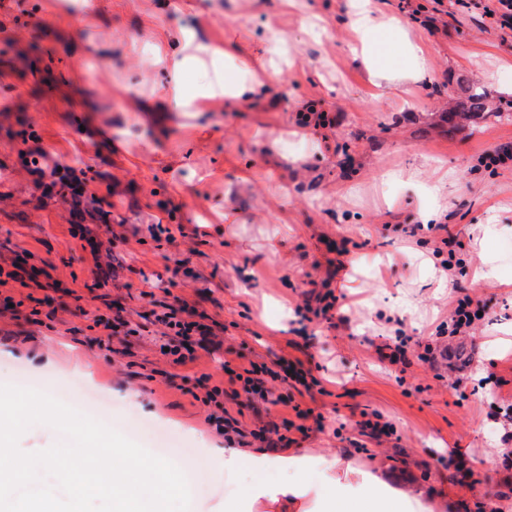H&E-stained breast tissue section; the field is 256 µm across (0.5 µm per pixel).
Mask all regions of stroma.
Segmentation results:
<instances>
[{
    "instance_id": "stroma-1",
    "label": "stroma",
    "mask_w": 512,
    "mask_h": 512,
    "mask_svg": "<svg viewBox=\"0 0 512 512\" xmlns=\"http://www.w3.org/2000/svg\"><path fill=\"white\" fill-rule=\"evenodd\" d=\"M95 2L98 22L82 28L47 15L43 0H0V258L20 259L0 287V384L43 392L96 381L112 400L109 427L147 449L152 432L168 434L172 462L178 448L197 449L209 492L192 494L190 512H224L253 474L244 462L218 473L228 444L207 415L283 433L294 416L228 396L224 363L297 358L316 383L299 398L312 414L289 453L337 456L396 490H427L444 512H512V293L497 280L471 286L488 260L512 279V212L489 210L512 199V160L480 163L512 145V124L452 132L445 121L469 87L512 98V30L488 28L486 0H387L435 48L438 78L378 104L349 55L343 0H299L286 12L278 0H217L218 10L188 16L160 14L158 0ZM313 13L324 19L317 40L303 23ZM162 17L246 51L275 26L296 65L263 100L216 99L200 116L164 111L166 77L143 61L148 27ZM493 62L501 71L491 78ZM310 104L329 123L300 139L296 116ZM281 135L291 160L271 149ZM35 156L73 170L86 188L80 204L44 192L26 165ZM433 160L457 178L444 232L420 227L417 187L378 178L417 167L425 180ZM348 182L357 192L344 200L336 190ZM488 223L491 236L476 241L472 225ZM446 232L463 245L464 274L427 262ZM338 259L332 320H301L304 293ZM467 295L487 303L485 319L452 339L449 363L421 361ZM178 299L186 319L212 328L193 337L195 358L183 365L164 352L153 316ZM408 299L416 311L399 315ZM402 338L405 362L383 359L380 347ZM372 411L393 435H361ZM485 457L494 473L474 474Z\"/></svg>"
}]
</instances>
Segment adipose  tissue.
Instances as JSON below:
<instances>
[{
    "label": "adipose tissue",
    "instance_id": "adipose-tissue-1",
    "mask_svg": "<svg viewBox=\"0 0 512 512\" xmlns=\"http://www.w3.org/2000/svg\"><path fill=\"white\" fill-rule=\"evenodd\" d=\"M344 13L353 34L350 56L375 88V101L397 98L407 86L434 81L432 46L415 36L385 0H344ZM151 47L150 63L167 77L165 105L177 112L205 111L208 101L217 98L239 105L284 81L295 65L287 41L273 30L258 50L246 54L236 43L220 48L200 39L188 25L163 22L151 33ZM219 56L224 59L220 68L214 64ZM197 72L205 73L203 84L189 86L190 74ZM455 182L452 173L433 168L421 185L429 202L420 215L422 223L443 220L448 187ZM240 459L248 462L257 480L240 496L227 500L225 512H434L432 502L403 495L376 475L354 469L337 457L236 450L225 457V470H232ZM270 471L281 473L282 481H265ZM311 472L316 482L305 481V474ZM317 482L331 487L334 497L315 491Z\"/></svg>",
    "mask_w": 512,
    "mask_h": 512
}]
</instances>
